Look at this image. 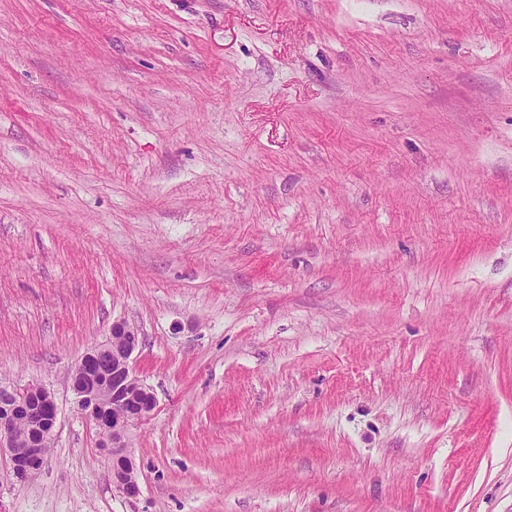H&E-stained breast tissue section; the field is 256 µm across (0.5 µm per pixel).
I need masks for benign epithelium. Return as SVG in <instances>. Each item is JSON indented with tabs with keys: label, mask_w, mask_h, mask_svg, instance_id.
Returning a JSON list of instances; mask_svg holds the SVG:
<instances>
[{
	"label": "benign epithelium",
	"mask_w": 512,
	"mask_h": 512,
	"mask_svg": "<svg viewBox=\"0 0 512 512\" xmlns=\"http://www.w3.org/2000/svg\"><path fill=\"white\" fill-rule=\"evenodd\" d=\"M140 344L139 330L120 321L112 324L109 339L86 352L72 367L71 387L77 409L89 417L112 449V483L127 498L140 495L136 463L127 449L130 428L156 408L151 389L139 378L133 354ZM112 351V365L94 370L99 355ZM23 422L31 434L19 438L14 430ZM57 406L50 391L38 384L0 385V452L8 454L17 482H26L45 462L38 439L53 437Z\"/></svg>",
	"instance_id": "7a95c632"
}]
</instances>
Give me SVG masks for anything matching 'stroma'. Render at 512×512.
<instances>
[{"mask_svg":"<svg viewBox=\"0 0 512 512\" xmlns=\"http://www.w3.org/2000/svg\"><path fill=\"white\" fill-rule=\"evenodd\" d=\"M1 383L0 512H512V0H0ZM109 339L86 352L72 367L71 387L77 409L89 417L102 436V445L112 448V483L127 498L140 495L136 463L128 451L130 428L156 408L151 389L139 378L133 354L140 333L127 322L112 324ZM112 341L117 346L111 349ZM112 351L109 369L94 371L102 352ZM25 424L32 437L25 436ZM57 422V406L50 391L38 384L25 386L0 385V452L8 454L17 482H26L45 462V448H38V439L53 437Z\"/></svg>","mask_w":512,"mask_h":512,"instance_id":"obj_1","label":"stroma"}]
</instances>
